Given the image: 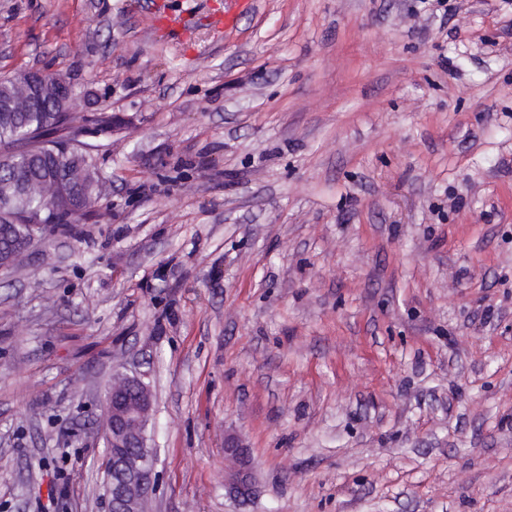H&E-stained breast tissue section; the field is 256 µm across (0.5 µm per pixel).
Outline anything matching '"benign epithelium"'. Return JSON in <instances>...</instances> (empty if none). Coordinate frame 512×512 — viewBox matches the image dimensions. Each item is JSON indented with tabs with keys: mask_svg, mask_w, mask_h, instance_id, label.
Returning <instances> with one entry per match:
<instances>
[{
	"mask_svg": "<svg viewBox=\"0 0 512 512\" xmlns=\"http://www.w3.org/2000/svg\"><path fill=\"white\" fill-rule=\"evenodd\" d=\"M20 93L4 105L7 112H23L37 100H47L53 112L70 113L76 98L68 81L52 73L24 71L18 75ZM48 210L56 213L71 208H87L84 195L51 172L44 179ZM139 384L129 397L116 390L108 392L103 428L108 445V493L110 512H141L154 490L153 449L147 446L146 429L151 419L153 400L148 386L138 375L124 374ZM224 485L237 497L249 499L257 492L253 458L234 434L224 436Z\"/></svg>",
	"mask_w": 512,
	"mask_h": 512,
	"instance_id": "7a95c632",
	"label": "benign epithelium"
}]
</instances>
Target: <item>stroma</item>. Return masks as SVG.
Listing matches in <instances>:
<instances>
[{
  "mask_svg": "<svg viewBox=\"0 0 512 512\" xmlns=\"http://www.w3.org/2000/svg\"><path fill=\"white\" fill-rule=\"evenodd\" d=\"M169 2L0 0V77L116 122L94 215L0 271V512H109L118 366L151 512H512V0ZM224 486L244 500L257 492L253 458L249 448L235 434L224 436Z\"/></svg>",
  "mask_w": 512,
  "mask_h": 512,
  "instance_id": "1",
  "label": "stroma"
}]
</instances>
